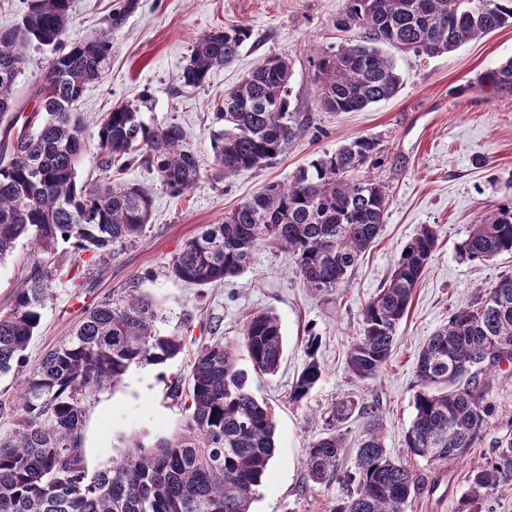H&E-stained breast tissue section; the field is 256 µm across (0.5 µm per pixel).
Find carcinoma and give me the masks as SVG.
Segmentation results:
<instances>
[{"mask_svg": "<svg viewBox=\"0 0 512 512\" xmlns=\"http://www.w3.org/2000/svg\"><path fill=\"white\" fill-rule=\"evenodd\" d=\"M73 0H27L19 25L0 28V119L16 111L15 85L29 64L32 43L51 46L38 101L27 127L0 132V263L19 239L49 254L60 241L102 257L139 238L150 223L151 189L139 182L112 183V170L135 165L156 173L183 194L202 178L203 160L178 123L154 127L142 119L143 93L104 114L98 123L97 167L103 177L78 184L84 119L78 103L112 59V34L138 8L120 0L99 35L69 45ZM512 23V0H346L337 27L352 33L315 64V101L327 112H356L392 97L400 77L383 45L437 56ZM249 37L244 26L210 32L194 44L179 80L199 87L216 68L232 62ZM249 72L224 92L210 130L212 165L226 175L269 164L309 128L310 116L290 110V63L277 58ZM485 82L512 95V58L490 70ZM380 143L360 136L299 168L286 183H270L249 200L207 224L170 265L176 279L196 286L221 284L246 273L255 252L272 246L288 255L303 285L318 296L338 292L359 256L377 240L388 191L356 174L377 162ZM438 243L434 224L420 226L404 247L383 288L362 307L363 334L348 348L346 364L357 380L375 379L390 356L398 327L412 304L421 274ZM512 253V200L472 226L458 247L463 260L491 261ZM45 260L15 288L0 311V375L20 370L48 300ZM167 310L152 294L129 288L91 309L73 332L25 374L11 426L0 429V512H250L275 456L270 406L258 399L238 368L236 348L214 340L190 362L184 424L171 435L122 439L112 463L89 474L79 451L85 400L118 382L133 365H158L183 350L184 337L163 332ZM241 346L258 374H275L285 342L277 315L259 310L243 324ZM308 340L309 361L291 387L302 402L323 377ZM512 365V274H504L448 319L420 348L415 363V414L405 448L429 464H451L477 447L494 409L489 373ZM357 404L342 399L328 416V432L306 453L308 478L337 476L346 445L338 424ZM355 491L331 512H405L427 488L423 474L395 461L385 448L380 415L366 426L346 475ZM512 482V434L498 441L495 457L470 472L460 512H482L488 492Z\"/></svg>", "mask_w": 512, "mask_h": 512, "instance_id": "1", "label": "carcinoma"}]
</instances>
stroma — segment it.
Wrapping results in <instances>:
<instances>
[{
    "mask_svg": "<svg viewBox=\"0 0 512 512\" xmlns=\"http://www.w3.org/2000/svg\"><path fill=\"white\" fill-rule=\"evenodd\" d=\"M118 3L74 0L69 42L99 33ZM344 7L345 0H139L137 10L114 34L110 72L86 86L79 102L86 119L80 181L100 176L97 121L143 91L151 98L145 121L180 124L191 148L211 160L209 132L218 100L271 56L290 62L291 106L309 114L311 124L271 164L228 178L205 168L198 186L181 195L143 167L128 169L124 180L152 189L153 217L143 236L106 258L58 245L50 259L57 267L52 297L25 352V370L38 367L87 310L133 286L161 300L174 316H192L180 355L162 365L131 367L116 385L87 399L80 449L88 472L110 464L119 436L156 438L175 431L185 411L171 387L187 376L197 348L216 335L239 342L245 318L259 309L279 317L286 353L273 375L254 373L246 351L238 353L239 368L247 372L256 396L271 406L276 425V454L252 512H331L337 501L348 497L351 487L342 474L353 466L351 451L362 434V416L353 415L340 427L348 449L340 476L316 484L304 467L309 444L326 432L331 406L344 397L377 409L391 457L427 477L429 489L409 500L405 512H459L470 472L485 466L497 440L512 433V372L503 370L494 374L489 392L496 416L478 447L462 460L439 468L410 456L404 445L414 417V365L420 347L480 289L512 274V254L487 263L458 256L472 225L512 199V95L494 94L481 81L512 58V24L436 57L389 48L401 75L398 93L358 112H327L314 100V64L318 55L335 52L343 43L345 34L336 20ZM232 25L249 29L236 60L211 71L203 86H183L179 75L197 38ZM29 55L28 68L16 83L18 105L25 111L33 106V88L54 51L33 45ZM359 136L380 143L381 162L370 174L387 186L390 201L379 237L337 294L313 295L285 256L264 248L257 251L252 270L221 285L201 288L170 275L172 258L204 225L218 223L267 183L288 181L315 156ZM424 224L437 225L438 247L398 328L392 355L376 380L357 381L347 370L346 354L362 334L361 307L385 284L402 249ZM36 258L25 239L0 264V309H8L15 287L29 275ZM312 336L318 339L316 357L324 375L305 400L294 404L288 394L308 360Z\"/></svg>",
    "mask_w": 512,
    "mask_h": 512,
    "instance_id": "stroma-1",
    "label": "stroma"
}]
</instances>
